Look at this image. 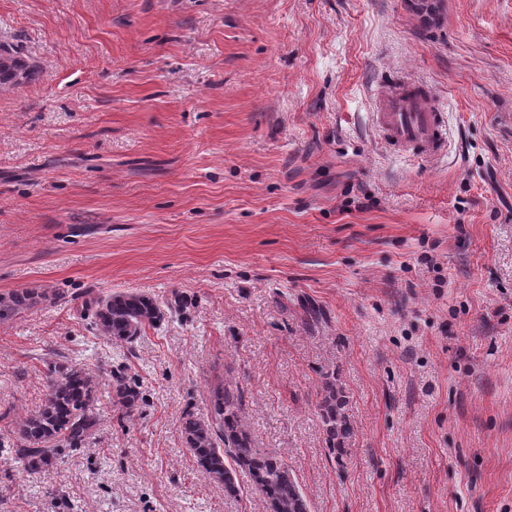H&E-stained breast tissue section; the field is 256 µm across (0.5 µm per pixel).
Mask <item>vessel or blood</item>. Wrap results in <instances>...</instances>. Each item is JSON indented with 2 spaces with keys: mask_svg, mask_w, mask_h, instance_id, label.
Returning <instances> with one entry per match:
<instances>
[{
  "mask_svg": "<svg viewBox=\"0 0 512 512\" xmlns=\"http://www.w3.org/2000/svg\"><path fill=\"white\" fill-rule=\"evenodd\" d=\"M373 122L394 152L434 161L447 153L442 106L427 83L396 80L381 92Z\"/></svg>",
  "mask_w": 512,
  "mask_h": 512,
  "instance_id": "vessel-or-blood-1",
  "label": "vessel or blood"
}]
</instances>
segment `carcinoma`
<instances>
[{
  "label": "carcinoma",
  "instance_id": "cac0c4a2",
  "mask_svg": "<svg viewBox=\"0 0 512 512\" xmlns=\"http://www.w3.org/2000/svg\"><path fill=\"white\" fill-rule=\"evenodd\" d=\"M34 75L35 69L21 46L0 43V91ZM31 298L25 288L0 296V317L28 309ZM183 305L180 297L163 304L138 291L92 297L83 303L100 335L126 344L134 343L146 328L160 325L167 311ZM107 384L120 418L133 417L142 399L136 382L124 372L113 371ZM99 385L97 377L75 364L61 358L51 362L42 404L15 419L9 433L16 440L0 439V448L12 449V465L24 471L48 469L65 451L82 447L97 422L94 410ZM319 408L328 449L340 465L353 425L336 380L328 378L324 382ZM243 411V392L226 384L213 391L210 415L202 418L191 410L185 411L179 430L199 468L222 484L229 496L239 494L236 475L242 470L250 475L254 490L264 498L269 512H309L307 499L288 464L277 454L255 447L243 423Z\"/></svg>",
  "mask_w": 512,
  "mask_h": 512
}]
</instances>
